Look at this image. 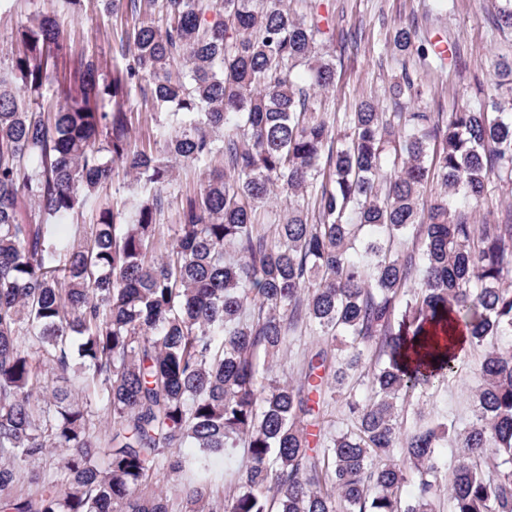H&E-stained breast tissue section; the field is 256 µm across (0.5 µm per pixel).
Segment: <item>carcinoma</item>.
<instances>
[{
    "label": "carcinoma",
    "instance_id": "carcinoma-1",
    "mask_svg": "<svg viewBox=\"0 0 512 512\" xmlns=\"http://www.w3.org/2000/svg\"><path fill=\"white\" fill-rule=\"evenodd\" d=\"M128 2L126 64L74 53L51 8L0 71V457L15 462L0 512H440L444 497L450 512H512V209L455 206L494 214L512 103L481 89L448 113L363 100L331 115L319 97L336 66L317 48L333 22L316 4ZM416 38L396 30L405 50ZM388 92L421 94L408 75ZM140 96L163 114L155 149L132 146ZM116 165L126 182L108 201ZM181 168L201 185L164 251L156 215ZM87 209L83 239L64 240ZM304 333L300 377L278 376ZM479 347L474 421L404 424L409 399ZM240 445L247 462L220 489L213 463ZM56 454L59 473L12 492L21 463Z\"/></svg>",
    "mask_w": 512,
    "mask_h": 512
}]
</instances>
